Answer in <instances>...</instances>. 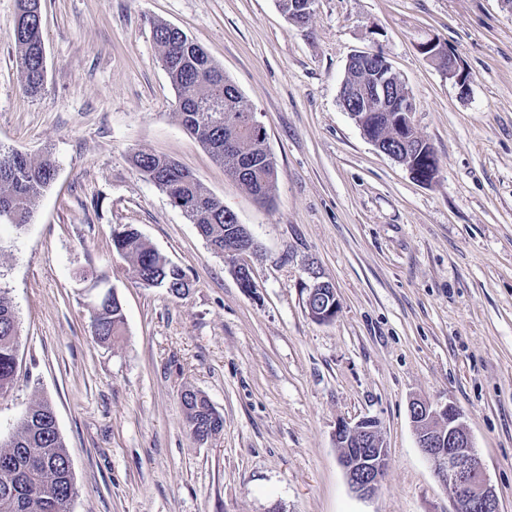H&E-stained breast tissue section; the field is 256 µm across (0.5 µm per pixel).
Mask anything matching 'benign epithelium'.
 Instances as JSON below:
<instances>
[{"instance_id": "7a95c632", "label": "benign epithelium", "mask_w": 512, "mask_h": 512, "mask_svg": "<svg viewBox=\"0 0 512 512\" xmlns=\"http://www.w3.org/2000/svg\"><path fill=\"white\" fill-rule=\"evenodd\" d=\"M381 64L376 71L374 85L386 88L397 82L387 57L379 56ZM448 77L455 80L459 94L469 91V76L461 69L456 55L448 53L445 67ZM242 238L231 251L236 256L235 269L240 275L251 271L244 255L254 250L253 240L243 225ZM410 416L414 423L418 445L440 478L449 498L458 512H501L498 496L489 484L485 468L472 438L468 434L462 414L451 403L433 405L414 400L410 404ZM336 446L341 448L339 463L352 490L360 497L372 496L379 488L388 464V451L381 440L377 421L363 418L354 424L336 423Z\"/></svg>"}]
</instances>
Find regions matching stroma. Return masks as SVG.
<instances>
[{"label": "stroma", "instance_id": "1", "mask_svg": "<svg viewBox=\"0 0 512 512\" xmlns=\"http://www.w3.org/2000/svg\"><path fill=\"white\" fill-rule=\"evenodd\" d=\"M17 0H0V146L56 176L29 224L0 226V289L19 322L0 436L49 401L72 463L69 512H455L421 452L409 404L458 407L502 512H512V9L502 0H316L289 22L276 0H42L46 82L19 84ZM167 22L199 42L268 133L277 161L257 203L183 129L153 41ZM437 39L470 76L419 50ZM382 51L410 89L432 183L380 152L345 112L349 56ZM166 154L246 226L255 287L132 165ZM136 228L192 288L141 286L112 249ZM107 272L125 331L90 338L82 272ZM333 284L328 324L306 309ZM224 416L206 445L181 393ZM378 421L389 464L359 497L338 421ZM443 47V46H442ZM443 54L434 55L432 58L438 62L440 67L448 73L449 78L455 80L456 85L459 88V94L461 96L467 95L469 91V76L461 69L458 59L454 53L444 48Z\"/></svg>", "mask_w": 512, "mask_h": 512}]
</instances>
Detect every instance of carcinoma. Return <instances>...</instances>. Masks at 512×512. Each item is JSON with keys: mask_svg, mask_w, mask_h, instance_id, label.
Wrapping results in <instances>:
<instances>
[{"mask_svg": "<svg viewBox=\"0 0 512 512\" xmlns=\"http://www.w3.org/2000/svg\"><path fill=\"white\" fill-rule=\"evenodd\" d=\"M277 3L288 21L301 26L309 22L310 15L303 10L304 0H277ZM17 9L14 43L18 50L21 88L26 95L36 97L46 79L41 0H17ZM154 40L162 66L177 92L176 112L181 124L192 130V138L224 167L226 175L258 202H269L275 188L277 163L270 149L262 151L257 147L261 141L268 142V136H258L251 124L254 112L244 103L238 88L203 46L184 31L159 23L154 27ZM373 66L374 60L368 58L347 73L340 90L343 103L365 117L364 130L370 138H381L390 146L398 138L406 141L407 163L429 184L438 173L431 144L401 122L394 96L385 102L363 96L365 86L371 83ZM131 161L167 198L193 202L186 218L196 225L214 253L222 255L235 246L234 220L224 218L223 200L208 192L192 172L169 156L149 152H135ZM55 172V161L49 156L32 159L21 152L1 148L0 224L22 227L29 223L35 199L53 182ZM112 246L131 263L142 286L162 288L175 297L189 293L190 282L185 272L156 252L138 230L127 226L114 229ZM124 327L123 307L114 293L106 305L92 314L91 340L107 344L122 335ZM16 335L14 308L0 291L1 398L8 394L14 382L13 337ZM181 400L195 441L206 435L214 438L224 430V416L204 393L188 390ZM52 414L51 404L40 401L24 413L14 434L0 440V512H67L74 495V477L66 467L69 452ZM20 459L30 462L22 488L18 487L14 470L7 466Z\"/></svg>", "mask_w": 512, "mask_h": 512, "instance_id": "1", "label": "carcinoma"}]
</instances>
